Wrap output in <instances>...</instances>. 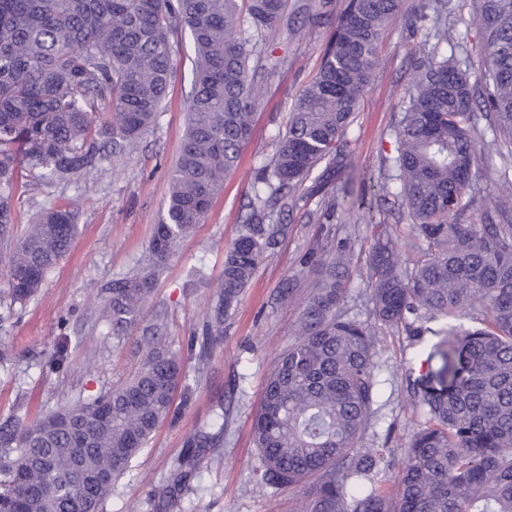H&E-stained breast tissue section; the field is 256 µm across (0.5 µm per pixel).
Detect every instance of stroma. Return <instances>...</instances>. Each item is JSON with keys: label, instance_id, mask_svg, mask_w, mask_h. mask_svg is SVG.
<instances>
[{"label": "stroma", "instance_id": "1", "mask_svg": "<svg viewBox=\"0 0 512 512\" xmlns=\"http://www.w3.org/2000/svg\"><path fill=\"white\" fill-rule=\"evenodd\" d=\"M310 0H288L293 23L270 34L276 55H287V67L263 88L265 107L255 115L251 142L237 170L226 180L205 224L185 239L170 258L141 326L115 338L96 314L97 288L133 268L143 254L164 210L169 172L178 156L186 128V107L192 82L193 47L187 34L172 37L174 67L165 104L154 128L135 152L119 163L104 161L78 182H28L21 188L18 220L12 236L21 235L30 216L51 204H66L78 213V233L69 252L48 273L37 295L11 320L0 324V415L21 406L35 418L68 403L76 394H98L132 375L141 357L144 327L154 328L173 349L187 348L190 336L206 317L211 291L224 269V250L236 236L248 211L252 183L270 158L288 112L314 74L330 36L325 24L313 23L306 10ZM421 0L386 26L380 46L382 66L364 94L349 130L353 150L351 179H336L325 196L313 194V179L296 190V204L283 212L288 235L259 267L236 310L224 320V344L216 348L195 387L191 403L178 423L163 424L130 473L116 485L106 512H152L148 491L166 483L193 429L209 420L217 399L230 403L224 418V440L208 452V464L190 480L182 512H297L300 495L275 490L253 480L259 464L251 425L263 395L265 379L277 353L293 338L301 310L300 297L310 289L313 274H301L296 299L282 294L286 279L300 274L301 258L317 246L318 218L323 199L335 201L331 219L338 236L363 240L375 225L404 224L395 182L380 185L378 174L389 166L394 151L391 127L400 117L403 97L416 71L414 51L423 38L413 27ZM480 144L478 169L470 191L469 213L478 216L484 195L499 192L503 174H512V160L502 159L488 143L492 132L485 120L476 123ZM432 337L378 330L375 351L382 380V405L365 443L368 447L404 448L412 432V405L403 371L417 353L428 352ZM65 350L63 368L51 359Z\"/></svg>", "mask_w": 512, "mask_h": 512}]
</instances>
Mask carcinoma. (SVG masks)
Masks as SVG:
<instances>
[{
    "mask_svg": "<svg viewBox=\"0 0 512 512\" xmlns=\"http://www.w3.org/2000/svg\"><path fill=\"white\" fill-rule=\"evenodd\" d=\"M406 0H317L312 20L333 28L319 68L296 100L276 151L252 184L250 211L225 250L202 340L188 356L153 336L138 370L94 397L30 421L0 417V512H103L115 485L161 423L193 394L224 317L288 233L274 209L322 162L321 183L352 175L348 129L381 65L379 40ZM484 83H470L455 56L420 43L417 76L393 126L394 173L412 221L417 256L398 224H381L367 248L365 280L375 322L435 336L427 369L408 366L416 419L394 486L380 478L389 448H368L380 366L374 327L341 306L356 241L322 238L316 278L302 300L293 342L277 355L253 421L258 480L293 490L314 480L299 512H512V204L487 201L480 223L465 197L478 160V116L488 147L512 156V0H475ZM287 0H0V241L9 253L0 321L34 298L78 230L67 206L41 208L25 235L10 238L13 199L29 178L66 183L107 158L133 152L156 123L173 75L170 35L194 48L187 126L169 176L166 211L144 259L97 290L114 336L142 316L158 272L205 222L238 167L264 105L273 68L269 32ZM447 0H424L417 28L439 21ZM106 117H97L100 106ZM471 324H465V321ZM440 360L436 369L433 359ZM224 439V403L187 440L180 472L148 492L154 512H181L205 452Z\"/></svg>",
    "mask_w": 512,
    "mask_h": 512,
    "instance_id": "1",
    "label": "carcinoma"
}]
</instances>
